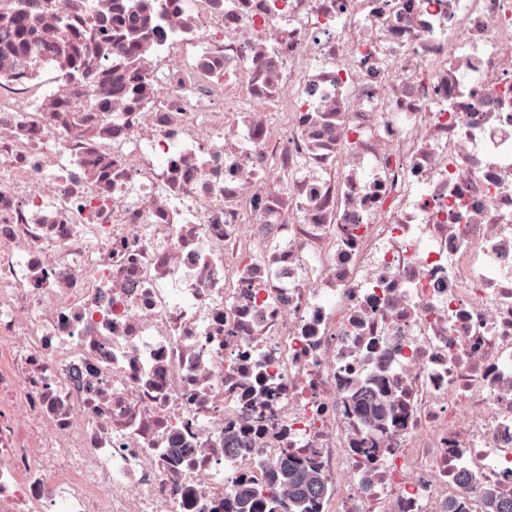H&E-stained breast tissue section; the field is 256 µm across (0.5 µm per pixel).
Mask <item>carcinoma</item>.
Instances as JSON below:
<instances>
[{"instance_id": "1", "label": "carcinoma", "mask_w": 512, "mask_h": 512, "mask_svg": "<svg viewBox=\"0 0 512 512\" xmlns=\"http://www.w3.org/2000/svg\"><path fill=\"white\" fill-rule=\"evenodd\" d=\"M357 408L365 420L377 429L394 412V404L376 393H366L360 385L354 391ZM270 483L284 491V495L262 496L261 490L242 483L234 490L233 508L236 512H313V503L324 491L318 469L306 465L296 457L288 456L268 463ZM485 512H512V500L501 498L492 487L483 490Z\"/></svg>"}]
</instances>
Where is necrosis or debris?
I'll return each instance as SVG.
<instances>
[{
	"instance_id": "obj_1",
	"label": "necrosis or debris",
	"mask_w": 512,
	"mask_h": 512,
	"mask_svg": "<svg viewBox=\"0 0 512 512\" xmlns=\"http://www.w3.org/2000/svg\"><path fill=\"white\" fill-rule=\"evenodd\" d=\"M4 13L0 512L512 499V0ZM354 395L357 397L356 407L364 415L365 420L376 429H384V423L394 412V404L375 392L367 394L363 385L356 388ZM270 483L284 491L283 496H262L261 490L242 483L234 490L236 512H313V503L324 491L318 469L288 456L268 463Z\"/></svg>"
}]
</instances>
